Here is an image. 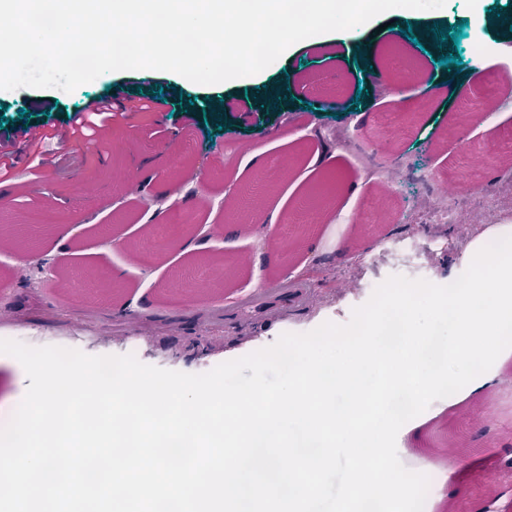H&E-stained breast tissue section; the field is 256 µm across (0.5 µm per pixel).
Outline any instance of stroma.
<instances>
[{
  "label": "stroma",
  "mask_w": 512,
  "mask_h": 512,
  "mask_svg": "<svg viewBox=\"0 0 512 512\" xmlns=\"http://www.w3.org/2000/svg\"><path fill=\"white\" fill-rule=\"evenodd\" d=\"M486 13L482 37L463 26L458 40L438 41L434 27H451L475 11ZM411 24L412 37L391 44L374 31L347 44L299 48L262 72L234 84L200 85L164 71L108 72L73 92L57 88L0 91V112L27 120L45 135L60 131L69 112L93 98L115 93L134 100L172 84L195 104L221 93L238 99L232 113H207L199 125L176 113L132 112L112 123L107 146L89 153L78 142L53 150L39 176H31L23 145H16L17 176L0 221L57 224L67 233L66 252L24 248L21 236H0V339L32 347L59 346L89 355L134 354L147 365L189 374L271 346L285 333H306L324 322H349L354 308L393 275L437 285L465 270L462 236H478L480 224H417L403 210L419 195L434 198L457 190L458 169L470 161L481 186L493 188L498 168L486 155L512 142V86L497 73L512 72V0H447L444 8L390 10L379 23ZM486 50L487 80L465 86L452 102L425 91L426 78L458 82L461 71ZM459 53L461 65L437 64ZM399 84L403 101H389L367 81L371 69ZM483 108L488 123L469 126L475 146L463 158L448 138V119L465 107ZM347 129L363 146L338 150L334 166L345 186L321 223L294 237L305 224L297 205L314 177L305 166L326 127ZM385 172L400 174L396 190L366 181V155ZM166 191L170 210L152 214L146 196ZM279 209L277 223L263 217ZM191 219L223 225L201 250L177 256L168 244L172 225ZM125 242L111 246L112 236ZM413 235L438 240L433 252L407 255L378 271L357 261L389 239ZM482 391L490 414L477 426L465 402L445 397L399 432V458L418 472L443 473L428 512L481 500L482 476L497 473L512 446V359L494 363ZM469 447L464 457L440 450L448 439Z\"/></svg>",
  "instance_id": "35a3bbf8"
}]
</instances>
